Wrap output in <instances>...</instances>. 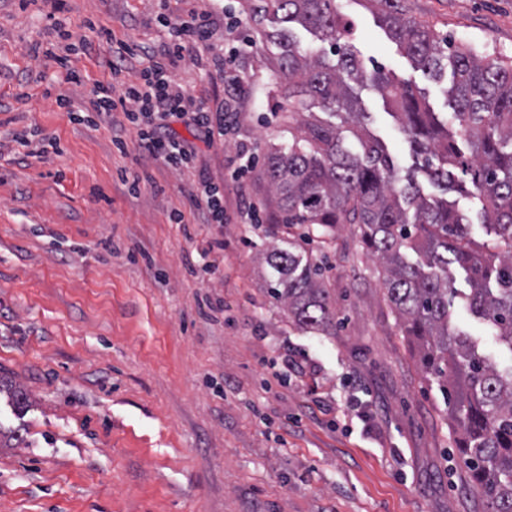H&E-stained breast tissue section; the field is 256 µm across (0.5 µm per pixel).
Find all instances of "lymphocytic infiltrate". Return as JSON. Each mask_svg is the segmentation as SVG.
<instances>
[{
  "mask_svg": "<svg viewBox=\"0 0 512 512\" xmlns=\"http://www.w3.org/2000/svg\"><path fill=\"white\" fill-rule=\"evenodd\" d=\"M156 21L165 40L157 50L139 45L145 63L135 79L124 80V59L118 56L107 63L109 80L91 83L86 112L73 110L70 98L64 95L58 96L56 103L67 109L70 121L92 126L112 111L122 110L136 130L145 160L179 171L192 166L196 152L189 142L170 132L169 118L182 119L206 142L224 138L234 131L240 105L247 95L253 94L256 81L235 67L241 52L235 37L240 20L225 15L222 7L215 5L202 12L191 11L177 19L161 14ZM190 50L205 52L223 81L224 103L220 107L208 106L173 78L172 65ZM224 184L200 179L189 192L191 206L205 210L211 224H224L235 216L252 224L260 223L259 211L251 201L240 200L236 211H228L224 204Z\"/></svg>",
  "mask_w": 512,
  "mask_h": 512,
  "instance_id": "lymphocytic-infiltrate-1",
  "label": "lymphocytic infiltrate"
}]
</instances>
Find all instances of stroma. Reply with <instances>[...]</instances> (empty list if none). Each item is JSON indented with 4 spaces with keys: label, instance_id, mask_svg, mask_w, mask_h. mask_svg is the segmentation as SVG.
<instances>
[{
    "label": "stroma",
    "instance_id": "obj_1",
    "mask_svg": "<svg viewBox=\"0 0 512 512\" xmlns=\"http://www.w3.org/2000/svg\"><path fill=\"white\" fill-rule=\"evenodd\" d=\"M404 5L439 36L512 58V0ZM247 6L224 0L242 21L238 69L260 95L226 142H197L193 169L176 172L142 163L122 112L96 128L71 122L56 97L81 107L88 87L33 47L67 30L87 43L73 67L98 78L119 46L160 42L159 10L182 17L208 0H66L58 13L48 0H0V512H488L456 455L447 401L356 227L338 226L330 248L304 245L330 264L336 333L326 336L294 325L266 292L264 256L285 234L208 224L190 209L199 173L222 179L245 150L257 163L227 187L226 205L242 190L268 211L266 155L297 127V113L276 106L269 35L279 23ZM336 10L364 65L447 111L445 84L414 67L369 0H336ZM208 68L188 56L173 73L217 107L222 82ZM358 95L368 134L432 192L386 97L369 86ZM33 135L55 138L58 151L28 156L18 139ZM175 210L184 223H170ZM217 240L204 270L202 251ZM451 324L498 367L512 365L464 301Z\"/></svg>",
    "mask_w": 512,
    "mask_h": 512
}]
</instances>
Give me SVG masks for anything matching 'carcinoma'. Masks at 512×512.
Wrapping results in <instances>:
<instances>
[{"label":"carcinoma","mask_w":512,"mask_h":512,"mask_svg":"<svg viewBox=\"0 0 512 512\" xmlns=\"http://www.w3.org/2000/svg\"><path fill=\"white\" fill-rule=\"evenodd\" d=\"M390 38L418 68L440 80L451 115L430 111L409 87L394 91L382 68L367 71L344 43L349 24L335 0H249L254 15L281 14L275 69L288 93V111L344 113L358 126L364 116L354 91L370 85L392 97L402 131L427 154V173L452 186L456 170L471 175L467 196L481 206L492 243L474 240L455 204L428 198L411 177L401 178L373 141L346 143L335 126L303 121L288 148L273 151L264 177L272 217L298 240L269 251L268 294L292 322L330 336L336 328L322 264L299 241L327 245L338 224H354L383 267L389 302L407 335L421 346V365L434 375L459 432L456 448L472 485L491 512H512V366L503 371L469 336L450 329L460 290L450 266L470 274V312L488 323L512 351V64L467 43L439 37L404 13L401 0H371ZM300 25L328 42L337 61L303 50Z\"/></svg>","instance_id":"obj_1"}]
</instances>
